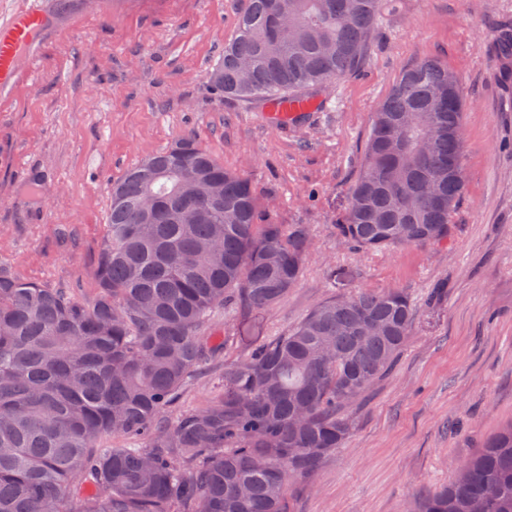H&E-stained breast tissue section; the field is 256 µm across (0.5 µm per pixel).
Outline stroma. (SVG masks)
Segmentation results:
<instances>
[{
  "instance_id": "obj_1",
  "label": "stroma",
  "mask_w": 512,
  "mask_h": 512,
  "mask_svg": "<svg viewBox=\"0 0 512 512\" xmlns=\"http://www.w3.org/2000/svg\"><path fill=\"white\" fill-rule=\"evenodd\" d=\"M97 2L57 7L28 74L0 96V260L21 279L90 292L111 184L193 136L248 178L261 220L311 231L297 284L261 313L264 336L360 288L415 302L398 362L344 409L350 437L289 488L294 512H410L512 423V73L498 48L512 0H390L365 61L285 125L268 120L270 104L224 97L208 80L249 0ZM421 59L457 73L466 103L454 229L443 244L350 250L334 224L372 113Z\"/></svg>"
}]
</instances>
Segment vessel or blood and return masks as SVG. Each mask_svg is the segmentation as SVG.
Wrapping results in <instances>:
<instances>
[{"label":"vessel or blood","instance_id":"b4317fda","mask_svg":"<svg viewBox=\"0 0 512 512\" xmlns=\"http://www.w3.org/2000/svg\"><path fill=\"white\" fill-rule=\"evenodd\" d=\"M46 25V16L39 10H24L0 26V91L5 90L21 73L26 52L32 47L36 33ZM269 119L275 124L297 120L313 108L305 98L286 97L273 102Z\"/></svg>","mask_w":512,"mask_h":512}]
</instances>
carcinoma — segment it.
Here are the masks:
<instances>
[{"label":"carcinoma","instance_id":"1","mask_svg":"<svg viewBox=\"0 0 512 512\" xmlns=\"http://www.w3.org/2000/svg\"><path fill=\"white\" fill-rule=\"evenodd\" d=\"M385 0H250L209 74L226 97L272 102L344 76L364 58ZM464 101L440 62L403 69L375 109L364 163L336 224L354 251L448 240L466 191ZM154 213L140 200L148 172ZM304 224L260 223L250 182L194 137L111 190L96 288H49L0 261V512H287L349 438L338 409L397 361L416 309L398 289L313 308L224 362L215 324L246 322L299 280ZM221 367L195 406L185 390ZM415 512H512V424Z\"/></svg>","mask_w":512,"mask_h":512}]
</instances>
